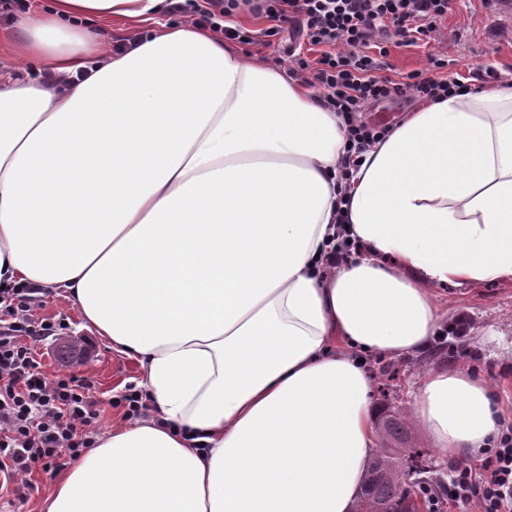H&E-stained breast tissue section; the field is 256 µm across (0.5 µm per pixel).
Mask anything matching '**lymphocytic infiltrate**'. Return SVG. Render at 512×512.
<instances>
[{"label":"lymphocytic infiltrate","mask_w":512,"mask_h":512,"mask_svg":"<svg viewBox=\"0 0 512 512\" xmlns=\"http://www.w3.org/2000/svg\"><path fill=\"white\" fill-rule=\"evenodd\" d=\"M267 21L262 35L288 31L319 55H293L295 70L320 91L328 109L347 125L346 167L359 163L384 128L359 119L369 105L393 99L437 101L465 91L459 81L439 77L447 59L429 54L428 67L402 81L381 71L390 44H430L450 0H174L173 11L195 16L198 25L243 44L254 32L231 27L241 7ZM40 301L30 287L0 291V491L24 497L33 471L55 472L94 447L101 417L90 377L47 375L38 356L46 341L64 330V320L37 315ZM434 507L450 504L460 512H512V427L490 441L477 464L455 465Z\"/></svg>","instance_id":"lymphocytic-infiltrate-1"}]
</instances>
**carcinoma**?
<instances>
[{
  "mask_svg": "<svg viewBox=\"0 0 512 512\" xmlns=\"http://www.w3.org/2000/svg\"><path fill=\"white\" fill-rule=\"evenodd\" d=\"M383 430L390 447L382 449L368 467L365 480L367 488L360 501L361 512H374L387 507L397 508L401 512H429L428 489L433 480L426 477V465L422 456L405 447L409 439V426L398 413L385 410ZM417 473L421 478L408 483L402 479L403 473Z\"/></svg>",
  "mask_w": 512,
  "mask_h": 512,
  "instance_id": "carcinoma-1",
  "label": "carcinoma"
}]
</instances>
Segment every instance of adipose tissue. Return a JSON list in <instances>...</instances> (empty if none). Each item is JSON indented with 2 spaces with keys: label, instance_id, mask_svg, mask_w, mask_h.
<instances>
[{
  "label": "adipose tissue",
  "instance_id": "adipose-tissue-1",
  "mask_svg": "<svg viewBox=\"0 0 512 512\" xmlns=\"http://www.w3.org/2000/svg\"><path fill=\"white\" fill-rule=\"evenodd\" d=\"M162 3L54 0L0 33V287L71 299L152 404L43 512H352L368 356L429 350L437 287L512 282V85L424 103L344 180L341 117L285 68L189 23L121 55L83 27ZM342 231L361 251L328 267ZM412 413L448 457L512 418L441 367Z\"/></svg>",
  "mask_w": 512,
  "mask_h": 512
}]
</instances>
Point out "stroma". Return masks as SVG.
Segmentation results:
<instances>
[{
	"instance_id": "1",
	"label": "stroma",
	"mask_w": 512,
	"mask_h": 512,
	"mask_svg": "<svg viewBox=\"0 0 512 512\" xmlns=\"http://www.w3.org/2000/svg\"><path fill=\"white\" fill-rule=\"evenodd\" d=\"M442 35L434 50L448 57V74L471 87L512 80V0H452ZM438 295L449 319L466 317L462 342L449 348L435 340L423 356L375 357L369 362L376 408L391 406L409 412L426 370L432 366L470 368L512 405V283H488L478 288L445 285ZM95 381L101 400L100 430L122 422L125 408L118 400L128 386L140 383V365L94 341L92 357L83 365Z\"/></svg>"
}]
</instances>
